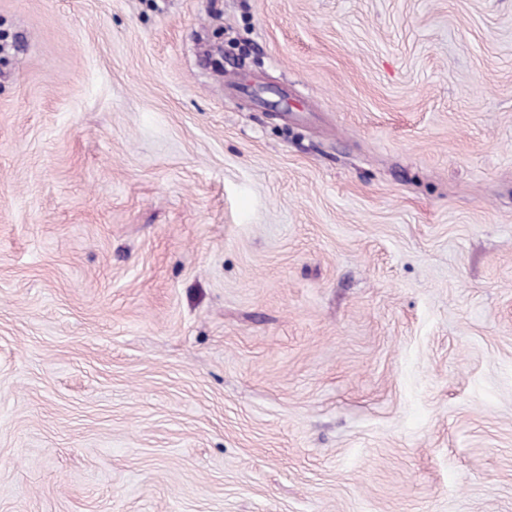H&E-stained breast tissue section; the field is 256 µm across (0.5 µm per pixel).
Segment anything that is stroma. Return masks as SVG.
I'll return each mask as SVG.
<instances>
[{
	"mask_svg": "<svg viewBox=\"0 0 512 512\" xmlns=\"http://www.w3.org/2000/svg\"><path fill=\"white\" fill-rule=\"evenodd\" d=\"M0 39V512H512V0Z\"/></svg>",
	"mask_w": 512,
	"mask_h": 512,
	"instance_id": "1",
	"label": "stroma"
}]
</instances>
